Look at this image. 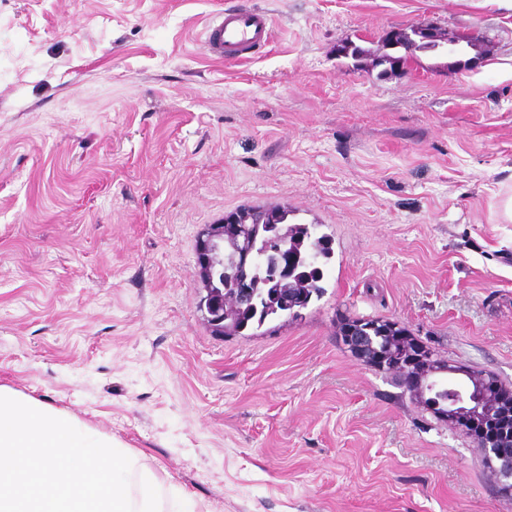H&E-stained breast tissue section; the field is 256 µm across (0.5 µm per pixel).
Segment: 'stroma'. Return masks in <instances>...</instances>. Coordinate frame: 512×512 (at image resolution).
Here are the masks:
<instances>
[{"instance_id":"obj_1","label":"stroma","mask_w":512,"mask_h":512,"mask_svg":"<svg viewBox=\"0 0 512 512\" xmlns=\"http://www.w3.org/2000/svg\"><path fill=\"white\" fill-rule=\"evenodd\" d=\"M235 2L0 0V386L129 448L165 512H512L475 443L336 334L393 320L512 383V16L251 0L271 43L212 60ZM394 28L480 46L374 66ZM257 206L330 238L326 292L216 336L198 240Z\"/></svg>"}]
</instances>
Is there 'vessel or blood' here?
<instances>
[{"instance_id":"b4317fda","label":"vessel or blood","mask_w":512,"mask_h":512,"mask_svg":"<svg viewBox=\"0 0 512 512\" xmlns=\"http://www.w3.org/2000/svg\"><path fill=\"white\" fill-rule=\"evenodd\" d=\"M272 40V22L267 11L249 6L219 10L204 28L207 53L225 62L250 59Z\"/></svg>"}]
</instances>
